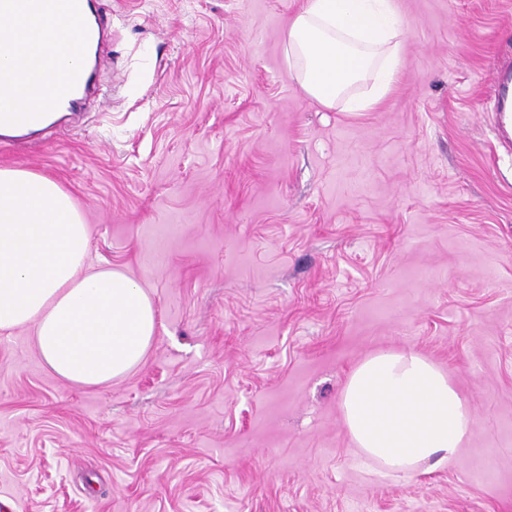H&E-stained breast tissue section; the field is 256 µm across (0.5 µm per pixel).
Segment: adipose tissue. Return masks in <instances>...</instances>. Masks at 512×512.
I'll list each match as a JSON object with an SVG mask.
<instances>
[{
    "label": "adipose tissue",
    "instance_id": "ef3b65f1",
    "mask_svg": "<svg viewBox=\"0 0 512 512\" xmlns=\"http://www.w3.org/2000/svg\"><path fill=\"white\" fill-rule=\"evenodd\" d=\"M16 24L59 53L82 51V17H21ZM400 34L393 0H306L288 28L285 54L313 99L364 112L392 88ZM369 75L368 97L348 95ZM88 254V226L67 192L30 171L0 168V331L33 328L50 371L100 386L142 361L156 314L135 279L90 269ZM341 410L360 452L395 472L447 462L473 431L469 403L450 376L413 352L365 358L345 384Z\"/></svg>",
    "mask_w": 512,
    "mask_h": 512
}]
</instances>
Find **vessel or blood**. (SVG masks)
<instances>
[{"instance_id": "1", "label": "vessel or blood", "mask_w": 512, "mask_h": 512, "mask_svg": "<svg viewBox=\"0 0 512 512\" xmlns=\"http://www.w3.org/2000/svg\"><path fill=\"white\" fill-rule=\"evenodd\" d=\"M48 9L60 15H79L87 12L85 0H0V40L7 46L6 55L0 56V77L21 94L38 95L43 78L52 70L67 68L69 88L51 104L52 111L77 112L83 106L82 91L86 90L91 76L85 65L61 56L46 59L34 35L18 32L15 19ZM105 34L101 20L86 21L80 31V42L90 48L100 44ZM46 125L42 110L27 109L15 103L0 102V128L9 130H44Z\"/></svg>"}]
</instances>
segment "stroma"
I'll list each match as a JSON object with an SVG mask.
<instances>
[{
  "label": "stroma",
  "mask_w": 512,
  "mask_h": 512,
  "mask_svg": "<svg viewBox=\"0 0 512 512\" xmlns=\"http://www.w3.org/2000/svg\"><path fill=\"white\" fill-rule=\"evenodd\" d=\"M304 4L93 0L110 37L72 135L0 144L156 310L142 362L94 387L0 331V512H512V0H396L401 67L366 112L287 63ZM381 350L467 397L448 463L360 456L340 396ZM495 95L499 99L498 111L503 114V122L507 124V115L506 112H510L509 109L505 106L506 101L509 96L510 88L512 87V66L511 67H503L497 71L495 77ZM505 112V117H504Z\"/></svg>",
  "instance_id": "obj_1"
}]
</instances>
